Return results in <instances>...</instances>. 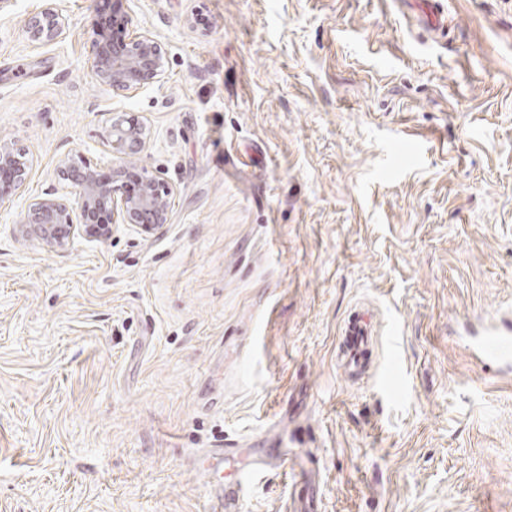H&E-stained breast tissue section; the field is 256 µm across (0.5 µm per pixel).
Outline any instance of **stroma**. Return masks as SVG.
I'll use <instances>...</instances> for the list:
<instances>
[{
  "mask_svg": "<svg viewBox=\"0 0 512 512\" xmlns=\"http://www.w3.org/2000/svg\"><path fill=\"white\" fill-rule=\"evenodd\" d=\"M43 0L0 5V512H210L223 440L288 464L240 512H512V374L469 332L512 310V0ZM120 10L166 52L134 90L91 72ZM175 188L153 234L53 249L17 231L64 156L111 170L112 121ZM373 309L374 369L337 351ZM402 380L382 385L391 358ZM47 6L33 15L29 21L33 31L47 44L54 43L63 34L65 22L53 0H47ZM0 175L1 183L6 184L1 187V190L12 188L18 190L25 185L30 175V167L26 161L18 158L12 149L0 146ZM1 190L0 197H2Z\"/></svg>",
  "mask_w": 512,
  "mask_h": 512,
  "instance_id": "1",
  "label": "stroma"
}]
</instances>
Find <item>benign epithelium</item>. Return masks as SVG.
Wrapping results in <instances>:
<instances>
[{
	"instance_id": "obj_1",
	"label": "benign epithelium",
	"mask_w": 512,
	"mask_h": 512,
	"mask_svg": "<svg viewBox=\"0 0 512 512\" xmlns=\"http://www.w3.org/2000/svg\"><path fill=\"white\" fill-rule=\"evenodd\" d=\"M65 22L54 4L33 15L29 21L33 31L50 44L63 34ZM95 53L91 68L99 82L109 87L138 89L160 78L164 71L165 53L160 43L148 32H136L128 38L114 41L107 30H94ZM145 130L117 118L112 122V180L101 182L89 165L65 158L60 165L62 179L74 189L75 197L65 194L32 199L27 203L24 224L19 232L33 236L50 248L65 247L77 234L89 238H104L112 234L109 224H94V215L102 210L112 215V222L137 225L149 234L167 223L168 202L174 188L159 175L142 170L139 185L132 191L125 184V174L131 158L144 143ZM30 175L27 162L12 149L0 146V182L7 189L22 188ZM78 211L73 221L71 211Z\"/></svg>"
}]
</instances>
